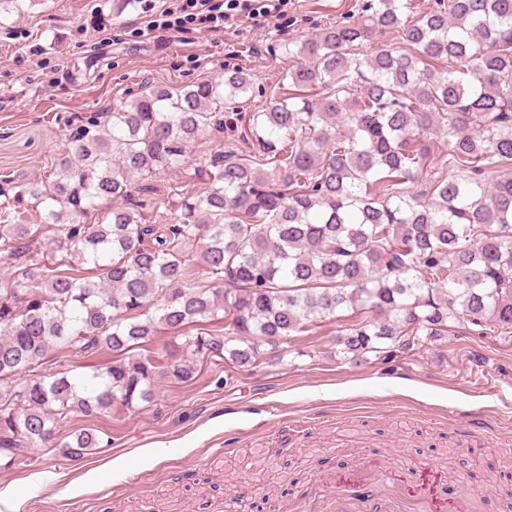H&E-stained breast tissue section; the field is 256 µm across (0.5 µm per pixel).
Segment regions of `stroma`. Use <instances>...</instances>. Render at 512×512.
Returning <instances> with one entry per match:
<instances>
[{
    "label": "stroma",
    "instance_id": "obj_1",
    "mask_svg": "<svg viewBox=\"0 0 512 512\" xmlns=\"http://www.w3.org/2000/svg\"><path fill=\"white\" fill-rule=\"evenodd\" d=\"M359 0H289L285 18L242 26L219 38L194 32L141 37L134 5L119 0H26L21 16L0 24V175L44 179L65 154L67 128L117 101L137 97L145 82L177 88L244 67L252 88L240 112L262 110L282 96L287 65L279 45L354 12ZM26 30L15 38L16 30ZM232 120L191 148L182 169L154 179L155 194L174 200L178 187L203 190L210 155L242 149ZM345 311L309 335L265 346L259 367L244 370L219 357L197 366L182 385L160 384L154 402L90 419L71 414L60 429L105 432L109 446L78 461L47 448L0 470V512H279L320 474H341L360 456L395 458L408 474L424 459L448 457L457 486L486 480L512 486V333H471L451 323L439 343L390 359L357 364L335 354ZM481 414L488 432L462 443L449 413ZM306 413L310 424L287 430ZM119 462L117 473L104 472Z\"/></svg>",
    "mask_w": 512,
    "mask_h": 512
}]
</instances>
